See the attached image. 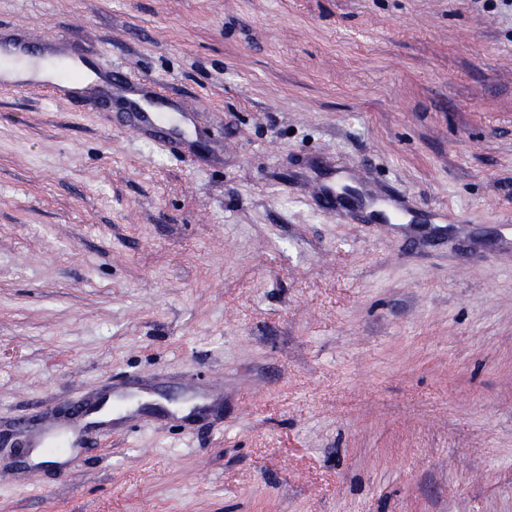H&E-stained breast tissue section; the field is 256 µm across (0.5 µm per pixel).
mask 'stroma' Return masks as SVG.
<instances>
[{
  "label": "stroma",
  "mask_w": 512,
  "mask_h": 512,
  "mask_svg": "<svg viewBox=\"0 0 512 512\" xmlns=\"http://www.w3.org/2000/svg\"><path fill=\"white\" fill-rule=\"evenodd\" d=\"M34 55L178 92L0 90V443L135 379L0 512H512V5L0 0Z\"/></svg>",
  "instance_id": "35a3bbf8"
}]
</instances>
